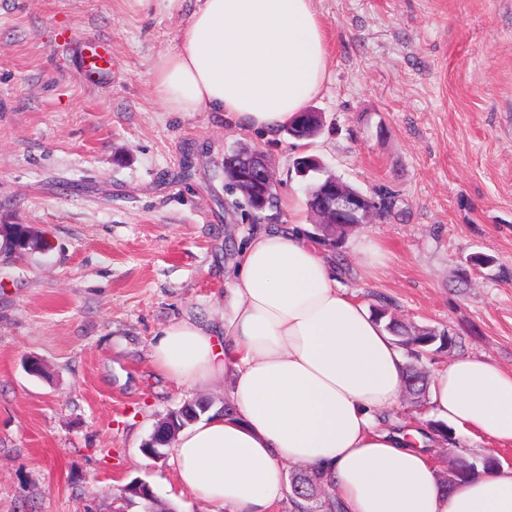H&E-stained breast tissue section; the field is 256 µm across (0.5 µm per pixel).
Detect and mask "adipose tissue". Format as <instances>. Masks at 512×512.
I'll return each mask as SVG.
<instances>
[{"label":"adipose tissue","instance_id":"obj_1","mask_svg":"<svg viewBox=\"0 0 512 512\" xmlns=\"http://www.w3.org/2000/svg\"><path fill=\"white\" fill-rule=\"evenodd\" d=\"M327 62L313 0H197L151 79L169 111L271 133L321 91ZM227 305L223 336L176 320L153 347L157 369L187 387L233 374V414L177 437L180 492L218 512H275L289 493L281 467L298 464L331 481L343 512H512V468L444 493L428 436L385 422L406 360L304 237L276 227L254 237ZM429 400L450 428L512 443V372L455 358L434 373Z\"/></svg>","mask_w":512,"mask_h":512}]
</instances>
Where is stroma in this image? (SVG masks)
Instances as JSON below:
<instances>
[{
	"label": "stroma",
	"instance_id": "stroma-1",
	"mask_svg": "<svg viewBox=\"0 0 512 512\" xmlns=\"http://www.w3.org/2000/svg\"><path fill=\"white\" fill-rule=\"evenodd\" d=\"M194 3L0 0V224L46 245L0 251V512H143L120 498L134 480L178 512H211L141 448L186 400L221 410L232 378L185 387L152 348L179 319L222 333L236 256L258 233L294 224L320 244L301 155L393 197L329 249L346 291L449 328L459 345L430 371L466 355L512 370V0H314L328 73L308 107L324 130L304 142L168 111L151 69ZM62 28L110 42L108 87L75 72ZM241 145L272 167L260 214L224 177ZM477 254L494 266L459 285Z\"/></svg>",
	"mask_w": 512,
	"mask_h": 512
}]
</instances>
